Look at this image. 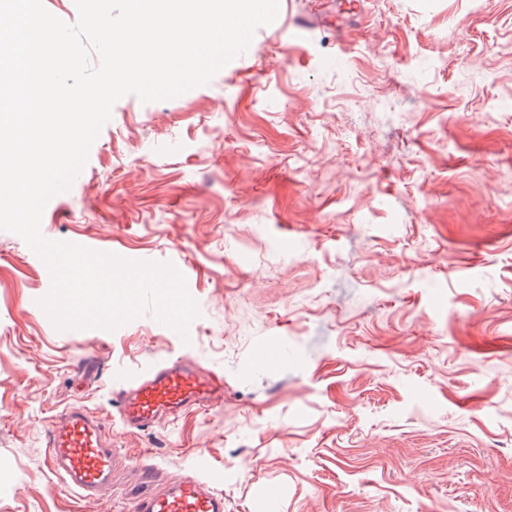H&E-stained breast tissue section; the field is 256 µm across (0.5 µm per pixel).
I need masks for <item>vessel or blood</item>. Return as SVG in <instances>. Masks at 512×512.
Instances as JSON below:
<instances>
[{"label": "vessel or blood", "instance_id": "1", "mask_svg": "<svg viewBox=\"0 0 512 512\" xmlns=\"http://www.w3.org/2000/svg\"><path fill=\"white\" fill-rule=\"evenodd\" d=\"M121 381L119 425L122 433L149 432L164 422L209 410L224 401V379L188 357L160 360ZM148 450L117 446L101 420L80 409L66 410L49 432L48 469L82 500L112 490L118 473L134 468L140 485L129 502L130 512H224V495L199 473L165 476L148 463Z\"/></svg>", "mask_w": 512, "mask_h": 512}]
</instances>
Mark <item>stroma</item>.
<instances>
[{
  "instance_id": "stroma-1",
  "label": "stroma",
  "mask_w": 512,
  "mask_h": 512,
  "mask_svg": "<svg viewBox=\"0 0 512 512\" xmlns=\"http://www.w3.org/2000/svg\"><path fill=\"white\" fill-rule=\"evenodd\" d=\"M360 2L282 0L210 83L122 97L44 208L47 239L172 264L191 346L150 314L57 329L0 230V512H123L133 472L78 499L51 425L116 424L114 369L185 354L223 405L120 441L225 512H512V0Z\"/></svg>"
}]
</instances>
